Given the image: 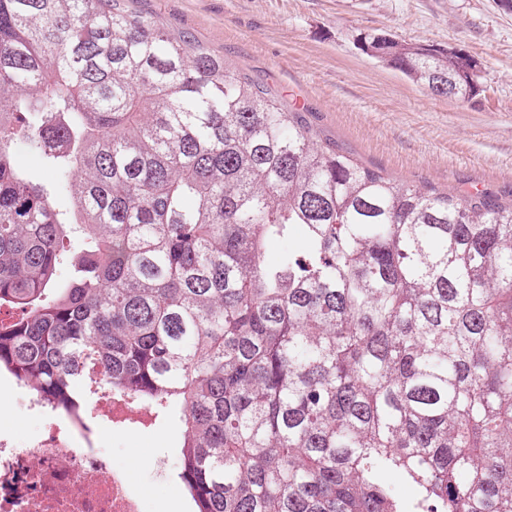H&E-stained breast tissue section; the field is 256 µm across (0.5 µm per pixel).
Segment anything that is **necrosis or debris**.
<instances>
[{
    "mask_svg": "<svg viewBox=\"0 0 512 512\" xmlns=\"http://www.w3.org/2000/svg\"><path fill=\"white\" fill-rule=\"evenodd\" d=\"M0 512H145L127 470L47 423L25 438L0 430Z\"/></svg>",
    "mask_w": 512,
    "mask_h": 512,
    "instance_id": "4bbe7bcc",
    "label": "necrosis or debris"
}]
</instances>
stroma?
<instances>
[{
    "label": "stroma",
    "mask_w": 512,
    "mask_h": 512,
    "mask_svg": "<svg viewBox=\"0 0 512 512\" xmlns=\"http://www.w3.org/2000/svg\"><path fill=\"white\" fill-rule=\"evenodd\" d=\"M174 33L300 108L321 141L397 182L512 200V0H133ZM385 33L462 51L484 87L472 102L432 95L365 54ZM80 441L112 452L145 497L170 506L178 433L164 423L113 431L99 417Z\"/></svg>",
    "instance_id": "35a3bbf8"
}]
</instances>
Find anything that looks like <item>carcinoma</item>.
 <instances>
[{
    "mask_svg": "<svg viewBox=\"0 0 512 512\" xmlns=\"http://www.w3.org/2000/svg\"><path fill=\"white\" fill-rule=\"evenodd\" d=\"M362 46L475 96L459 53ZM0 307L59 415L175 422L192 512H512V202L318 143L125 0H0ZM16 160L19 165L24 167L36 180H42L47 177V173L42 168L39 157L29 150L24 142H19L15 149Z\"/></svg>",
    "mask_w": 512,
    "mask_h": 512,
    "instance_id": "carcinoma-1",
    "label": "carcinoma"
}]
</instances>
